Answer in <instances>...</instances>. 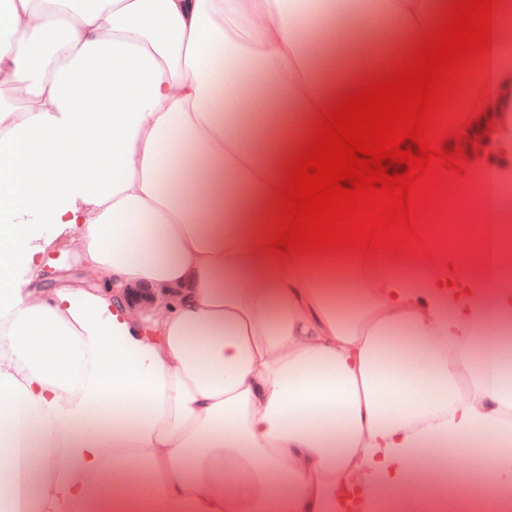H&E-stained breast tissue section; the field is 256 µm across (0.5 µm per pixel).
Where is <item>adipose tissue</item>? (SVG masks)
Masks as SVG:
<instances>
[{"label":"adipose tissue","instance_id":"1","mask_svg":"<svg viewBox=\"0 0 512 512\" xmlns=\"http://www.w3.org/2000/svg\"><path fill=\"white\" fill-rule=\"evenodd\" d=\"M451 9L0 0V512H336L437 447L512 483V0L437 117L465 161L426 243L271 247L323 115ZM61 239L89 283L39 285Z\"/></svg>","mask_w":512,"mask_h":512}]
</instances>
